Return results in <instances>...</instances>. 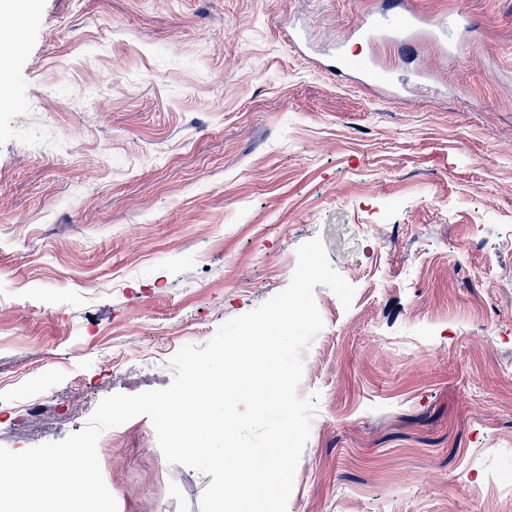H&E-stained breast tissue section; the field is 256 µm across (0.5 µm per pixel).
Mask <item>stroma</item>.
<instances>
[{"instance_id":"1","label":"stroma","mask_w":512,"mask_h":512,"mask_svg":"<svg viewBox=\"0 0 512 512\" xmlns=\"http://www.w3.org/2000/svg\"><path fill=\"white\" fill-rule=\"evenodd\" d=\"M386 2L28 0L0 59L1 447L168 387L318 237L355 294L315 288L287 512H512V0H408L473 28L362 46L397 97L317 64ZM98 456L118 512H200L212 481L145 416ZM434 31L440 34L451 51L458 50V43L461 42V35L471 31V22L468 16L448 13V15L438 16L432 22ZM454 34L456 40H454Z\"/></svg>"}]
</instances>
